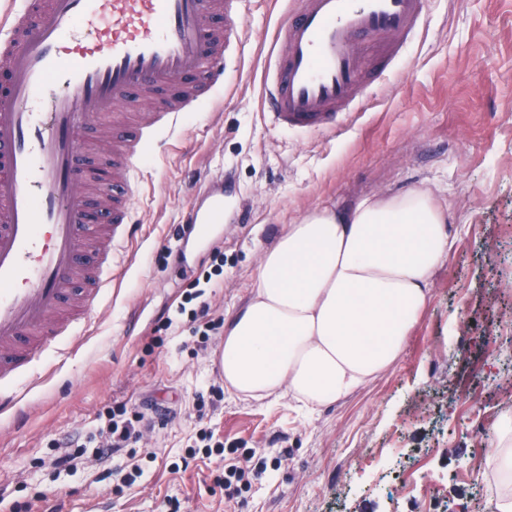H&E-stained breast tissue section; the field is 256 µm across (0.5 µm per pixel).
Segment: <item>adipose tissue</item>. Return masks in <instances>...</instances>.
Instances as JSON below:
<instances>
[{
  "label": "adipose tissue",
  "mask_w": 512,
  "mask_h": 512,
  "mask_svg": "<svg viewBox=\"0 0 512 512\" xmlns=\"http://www.w3.org/2000/svg\"><path fill=\"white\" fill-rule=\"evenodd\" d=\"M456 235L435 192L372 194L319 207L261 253L247 304L224 330L220 361L233 397L288 395L331 406L392 366L431 297ZM512 512V420L485 437Z\"/></svg>",
  "instance_id": "obj_1"
}]
</instances>
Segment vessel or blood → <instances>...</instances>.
<instances>
[{
    "mask_svg": "<svg viewBox=\"0 0 512 512\" xmlns=\"http://www.w3.org/2000/svg\"><path fill=\"white\" fill-rule=\"evenodd\" d=\"M249 0H11L0 16V414L56 338L112 282L133 232L139 161L209 103L243 50ZM428 0H292L274 35L264 115L336 132L396 70ZM145 111L115 120V105ZM224 196L190 213L193 235Z\"/></svg>",
    "mask_w": 512,
    "mask_h": 512,
    "instance_id": "b4317fda",
    "label": "vessel or blood"
}]
</instances>
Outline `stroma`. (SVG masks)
Segmentation results:
<instances>
[{"mask_svg":"<svg viewBox=\"0 0 512 512\" xmlns=\"http://www.w3.org/2000/svg\"><path fill=\"white\" fill-rule=\"evenodd\" d=\"M289 8L254 0L223 89L137 171V226L112 247L111 284L82 334L44 352L0 415V512H491L476 480L482 441L512 409V0H429L403 74L340 116L335 135L262 118V70ZM414 187L435 191L458 239L396 363L311 414L285 394L225 393L223 325L247 301L262 250L314 207ZM219 190L223 223L182 239L184 212ZM185 303L208 305V342ZM120 405L142 415L139 438L104 463L102 429ZM204 428L254 449L262 475L240 499L216 483L223 456L199 452ZM74 444L83 455L56 469ZM136 467L118 487L113 470Z\"/></svg>","mask_w":512,"mask_h":512,"instance_id":"35a3bbf8","label":"stroma"}]
</instances>
